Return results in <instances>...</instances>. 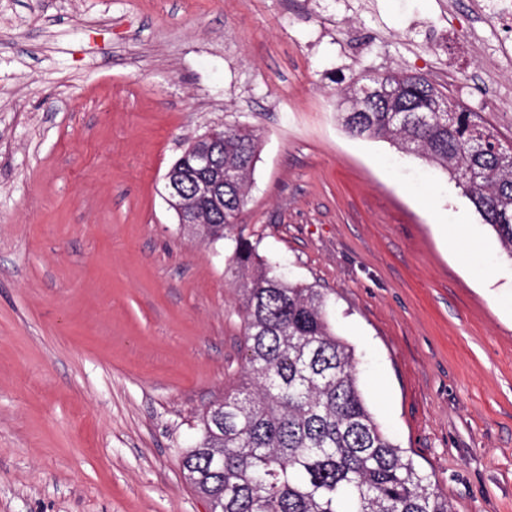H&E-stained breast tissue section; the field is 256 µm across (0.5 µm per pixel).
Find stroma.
I'll return each instance as SVG.
<instances>
[{
	"label": "stroma",
	"instance_id": "1",
	"mask_svg": "<svg viewBox=\"0 0 512 512\" xmlns=\"http://www.w3.org/2000/svg\"><path fill=\"white\" fill-rule=\"evenodd\" d=\"M385 69L454 72L512 140L477 0H0V512H208L182 451L242 321L163 194L221 124L258 131L239 222L325 294L378 424L453 512H512V261L448 174L342 126Z\"/></svg>",
	"mask_w": 512,
	"mask_h": 512
}]
</instances>
